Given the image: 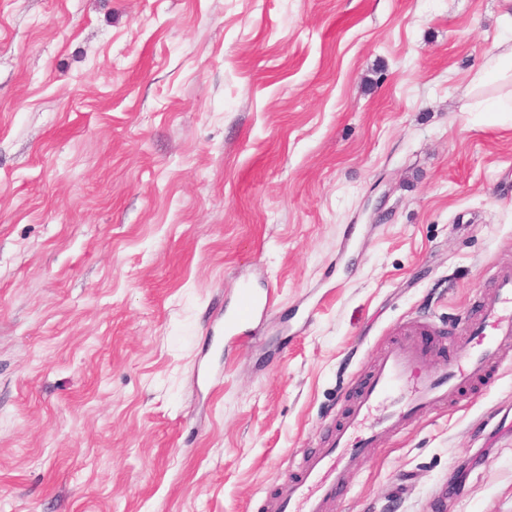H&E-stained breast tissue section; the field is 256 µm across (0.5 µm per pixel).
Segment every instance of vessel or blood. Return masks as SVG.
I'll return each instance as SVG.
<instances>
[{
	"instance_id": "1",
	"label": "vessel or blood",
	"mask_w": 512,
	"mask_h": 512,
	"mask_svg": "<svg viewBox=\"0 0 512 512\" xmlns=\"http://www.w3.org/2000/svg\"><path fill=\"white\" fill-rule=\"evenodd\" d=\"M494 301L474 315L457 361L448 373L421 372L425 351L409 331L396 336L375 359L351 406L329 429L322 448L310 452L298 475L281 484L273 512H329L347 488L353 461L377 446L379 434L401 430L417 413L448 399L492 368L512 359V266L499 268L493 280ZM269 295L242 286L234 305L224 312L227 344H240Z\"/></svg>"
}]
</instances>
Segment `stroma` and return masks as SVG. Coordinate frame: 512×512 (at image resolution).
<instances>
[{"instance_id":"35a3bbf8","label":"stroma","mask_w":512,"mask_h":512,"mask_svg":"<svg viewBox=\"0 0 512 512\" xmlns=\"http://www.w3.org/2000/svg\"><path fill=\"white\" fill-rule=\"evenodd\" d=\"M503 43L512 0H0V512H269L401 328L447 370L512 266ZM509 425L512 361L331 512H512ZM509 61L512 70V46L505 47L499 56L487 60L476 73L475 81L482 83L490 77L507 79L508 71L503 68V64ZM270 299L269 289L265 295L247 284L239 289L234 305L224 310L225 351L229 352L231 344L240 345L247 337L245 335L250 331L258 313L269 305Z\"/></svg>"}]
</instances>
